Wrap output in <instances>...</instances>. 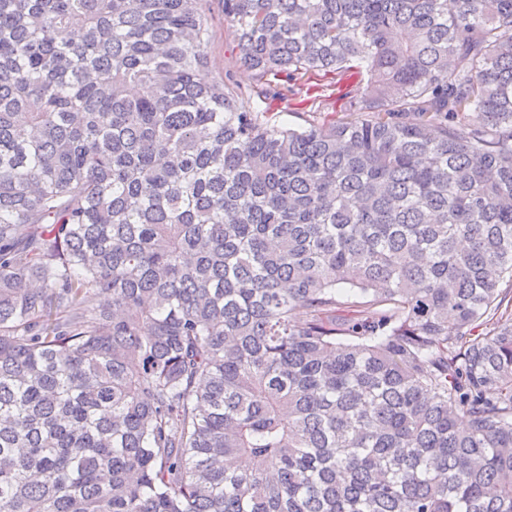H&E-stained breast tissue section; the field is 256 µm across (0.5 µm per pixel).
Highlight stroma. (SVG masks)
I'll use <instances>...</instances> for the list:
<instances>
[{"label":"stroma","mask_w":512,"mask_h":512,"mask_svg":"<svg viewBox=\"0 0 512 512\" xmlns=\"http://www.w3.org/2000/svg\"><path fill=\"white\" fill-rule=\"evenodd\" d=\"M206 13L214 32L208 47L209 75L215 81L251 90V97L244 101L246 108L270 113L276 124L299 127L346 118L360 101L367 80L361 69L351 70L335 79L306 76L292 86L287 81H279L278 86L284 94L278 98L255 94L253 75L240 64L237 42L224 23L221 0H207Z\"/></svg>","instance_id":"stroma-1"}]
</instances>
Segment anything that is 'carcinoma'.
Wrapping results in <instances>:
<instances>
[{
  "label": "carcinoma",
  "mask_w": 512,
  "mask_h": 512,
  "mask_svg": "<svg viewBox=\"0 0 512 512\" xmlns=\"http://www.w3.org/2000/svg\"><path fill=\"white\" fill-rule=\"evenodd\" d=\"M203 4L0 0V509L512 512V0ZM206 13L214 32V38L207 49L209 76L217 82L224 80V83L242 89H253L255 81L252 72L240 64L237 41L224 23L222 1H207ZM328 75L305 76L293 81V91H288V82L278 77L274 83L284 94L272 97L273 91L265 98L253 93L244 100V105L258 112H270L272 122L289 127L321 123L328 119H343L353 112L354 104L363 97L367 80L363 69H353L335 79Z\"/></svg>",
  "instance_id": "obj_1"
}]
</instances>
